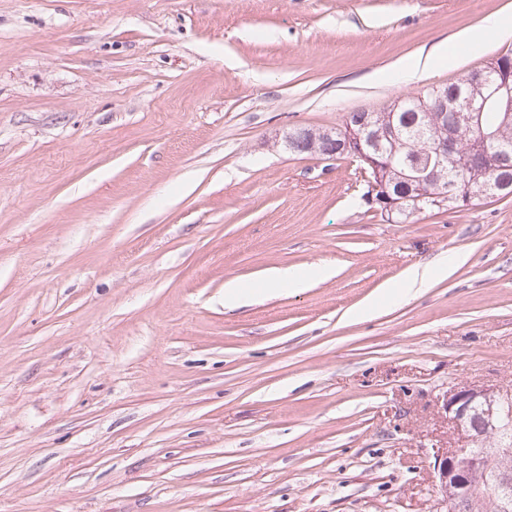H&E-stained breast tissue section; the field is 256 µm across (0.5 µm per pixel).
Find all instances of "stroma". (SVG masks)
Segmentation results:
<instances>
[{
  "label": "stroma",
  "instance_id": "1",
  "mask_svg": "<svg viewBox=\"0 0 512 512\" xmlns=\"http://www.w3.org/2000/svg\"><path fill=\"white\" fill-rule=\"evenodd\" d=\"M494 17L0 0V512H440L447 392L512 388V196L390 219L278 139L512 54ZM306 285L305 275L295 270H273L264 276L265 288H303Z\"/></svg>",
  "mask_w": 512,
  "mask_h": 512
}]
</instances>
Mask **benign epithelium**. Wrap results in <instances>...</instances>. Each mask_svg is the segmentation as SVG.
<instances>
[{"instance_id": "benign-epithelium-1", "label": "benign epithelium", "mask_w": 512, "mask_h": 512, "mask_svg": "<svg viewBox=\"0 0 512 512\" xmlns=\"http://www.w3.org/2000/svg\"><path fill=\"white\" fill-rule=\"evenodd\" d=\"M485 67L469 81L465 88H456L453 98H448V87L433 86L434 104L432 112L427 114L435 134L431 137L426 154L428 160L423 165H408L398 176L408 187V192L395 197L382 178L384 172L391 169L390 159L380 149L384 139L396 134L399 126L392 124L388 128L365 118L345 117L337 127L320 132L304 130L288 131L283 136L287 149H298V141H303V151L322 157H336V151L359 163L368 179L367 199L379 206L387 215L404 209V204L419 202L426 198L424 189L439 183V169L452 160L456 165L471 168L485 161L490 153L498 155L504 161L509 158L506 150L489 149L497 141V132L489 129L481 131L482 146H465L461 140L460 130L448 127L442 122V114L448 107L454 106L465 110V119L474 127H482L483 112L492 104L501 112L505 123L512 121V69L505 68L498 79H487ZM507 189V185L498 182H486L470 196L481 200L495 198ZM483 407L485 429L499 430V425L512 422V388L467 386L462 387L444 399L442 408L452 428V439L448 448L436 453L433 473L440 504L446 512H460L466 499V490L473 483V478L480 473L484 465L472 455L464 454L479 439L476 424L468 422L475 405ZM493 494L508 508L512 506V472L504 470L495 476L492 484Z\"/></svg>"}]
</instances>
